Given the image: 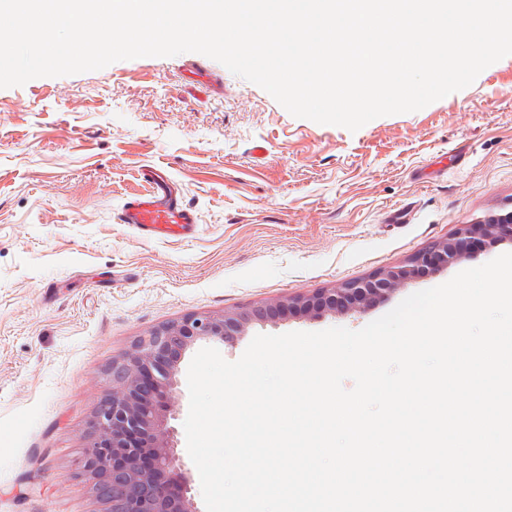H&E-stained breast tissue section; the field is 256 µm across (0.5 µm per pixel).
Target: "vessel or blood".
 Returning <instances> with one entry per match:
<instances>
[{"label":"vessel or blood","mask_w":512,"mask_h":512,"mask_svg":"<svg viewBox=\"0 0 512 512\" xmlns=\"http://www.w3.org/2000/svg\"><path fill=\"white\" fill-rule=\"evenodd\" d=\"M145 193L127 198L121 206L119 223L133 226L146 235L187 232L197 224L195 211L188 206L173 181L163 172L150 170L142 175Z\"/></svg>","instance_id":"1"}]
</instances>
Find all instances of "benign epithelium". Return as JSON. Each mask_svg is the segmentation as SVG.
I'll use <instances>...</instances> for the list:
<instances>
[{"label":"benign epithelium","mask_w":512,"mask_h":512,"mask_svg":"<svg viewBox=\"0 0 512 512\" xmlns=\"http://www.w3.org/2000/svg\"><path fill=\"white\" fill-rule=\"evenodd\" d=\"M503 243H512V203L485 212L400 266L247 311L190 314L141 335L112 361V391L90 422L83 474L104 512H199L187 488L166 479L179 470L167 414L179 393L181 363L197 342L234 343L255 324L291 317L362 314L408 283Z\"/></svg>","instance_id":"7a95c632"}]
</instances>
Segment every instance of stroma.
Here are the masks:
<instances>
[{
    "label": "stroma",
    "instance_id": "1",
    "mask_svg": "<svg viewBox=\"0 0 512 512\" xmlns=\"http://www.w3.org/2000/svg\"><path fill=\"white\" fill-rule=\"evenodd\" d=\"M195 52L0 88V512H102L80 474L110 368L150 329L246 311L406 262L512 200V56L425 108L357 131L292 116ZM166 170L199 224L145 238L116 214ZM403 223H392V210ZM512 253L479 252L354 316L253 336L358 330L407 296Z\"/></svg>",
    "mask_w": 512,
    "mask_h": 512
}]
</instances>
